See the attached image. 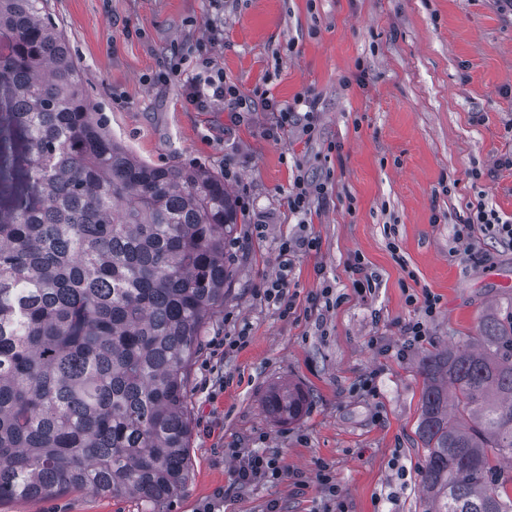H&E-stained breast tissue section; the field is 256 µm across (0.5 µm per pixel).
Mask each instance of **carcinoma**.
<instances>
[{
    "instance_id": "1",
    "label": "carcinoma",
    "mask_w": 512,
    "mask_h": 512,
    "mask_svg": "<svg viewBox=\"0 0 512 512\" xmlns=\"http://www.w3.org/2000/svg\"><path fill=\"white\" fill-rule=\"evenodd\" d=\"M0 502L72 490L167 512L190 477L186 382L234 277L224 178L135 157L94 121L48 0H0ZM25 134L26 163L17 159ZM427 512H512V322L424 355ZM308 393L275 385L276 423Z\"/></svg>"
}]
</instances>
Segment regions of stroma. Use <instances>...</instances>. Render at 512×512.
Listing matches in <instances>:
<instances>
[{
    "label": "stroma",
    "instance_id": "obj_1",
    "mask_svg": "<svg viewBox=\"0 0 512 512\" xmlns=\"http://www.w3.org/2000/svg\"><path fill=\"white\" fill-rule=\"evenodd\" d=\"M83 88L112 137L158 166L223 173L239 214L225 247L236 275L211 318L187 383L192 471L168 512H427L417 436L421 357L486 315L512 320V249L481 235L476 259L455 235L473 204L512 218V15L494 0H50ZM224 17V38L208 21ZM211 57L257 102L232 118L198 110L180 82L151 84L170 59ZM296 106L286 134L262 99ZM316 102L307 112L302 99ZM312 123V135L301 128ZM482 171L474 179L473 171ZM328 187L291 212L297 175ZM298 235L317 249L281 264ZM361 258L365 287L349 268ZM284 277L295 312L282 318L258 291ZM342 296L321 300L323 288ZM437 310L425 317V296ZM425 320L422 344L406 324ZM249 335L226 353L225 337ZM294 381L309 393L299 421L278 424L261 399ZM276 454L282 470L233 487L228 451ZM329 482H322L320 472ZM336 484L339 496L328 486ZM0 512H142L124 497L71 491Z\"/></svg>",
    "mask_w": 512,
    "mask_h": 512
}]
</instances>
